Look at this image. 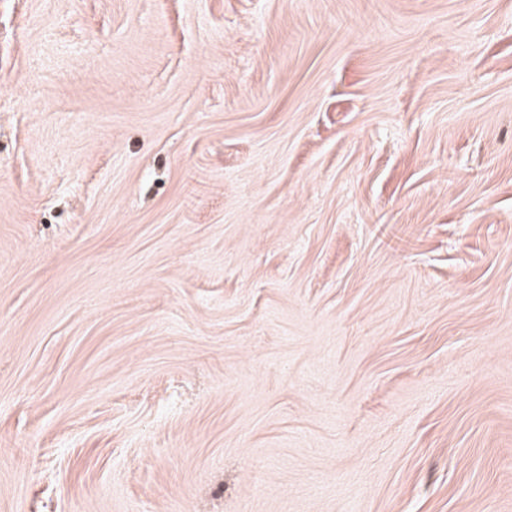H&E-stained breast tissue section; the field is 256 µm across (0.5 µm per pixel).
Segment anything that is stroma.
<instances>
[{"label":"stroma","mask_w":512,"mask_h":512,"mask_svg":"<svg viewBox=\"0 0 512 512\" xmlns=\"http://www.w3.org/2000/svg\"><path fill=\"white\" fill-rule=\"evenodd\" d=\"M0 512H512V0H0Z\"/></svg>","instance_id":"1"}]
</instances>
